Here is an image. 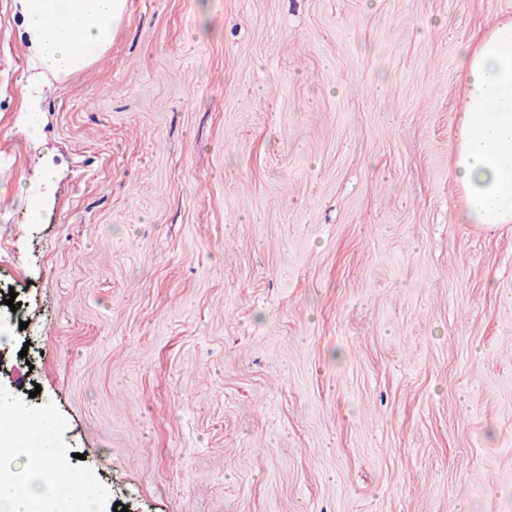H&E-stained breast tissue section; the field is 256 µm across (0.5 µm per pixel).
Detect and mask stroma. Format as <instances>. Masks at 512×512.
I'll return each mask as SVG.
<instances>
[{
  "mask_svg": "<svg viewBox=\"0 0 512 512\" xmlns=\"http://www.w3.org/2000/svg\"><path fill=\"white\" fill-rule=\"evenodd\" d=\"M507 18L126 0L59 81L0 0V402L97 512H512V224L448 161Z\"/></svg>",
  "mask_w": 512,
  "mask_h": 512,
  "instance_id": "obj_1",
  "label": "stroma"
}]
</instances>
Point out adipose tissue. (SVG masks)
Here are the masks:
<instances>
[{
  "mask_svg": "<svg viewBox=\"0 0 512 512\" xmlns=\"http://www.w3.org/2000/svg\"><path fill=\"white\" fill-rule=\"evenodd\" d=\"M30 58L63 80L105 52L125 0H18ZM464 107L451 150L465 223L512 224V19L460 47ZM42 466L18 485H0V512H49L45 472L62 454L42 430Z\"/></svg>",
  "mask_w": 512,
  "mask_h": 512,
  "instance_id": "1",
  "label": "adipose tissue"
}]
</instances>
